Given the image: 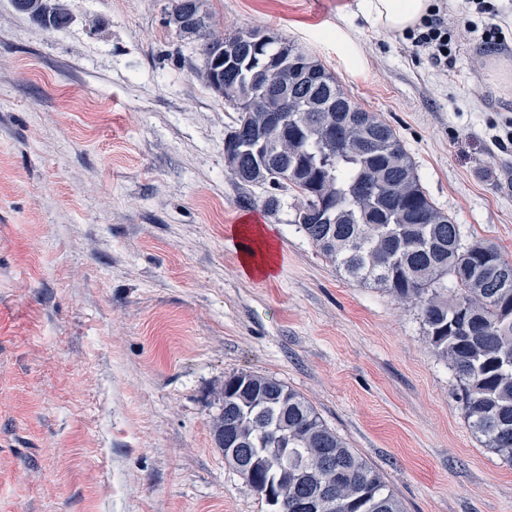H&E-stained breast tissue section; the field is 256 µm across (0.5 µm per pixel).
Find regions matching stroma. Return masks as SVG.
Listing matches in <instances>:
<instances>
[{
	"mask_svg": "<svg viewBox=\"0 0 512 512\" xmlns=\"http://www.w3.org/2000/svg\"><path fill=\"white\" fill-rule=\"evenodd\" d=\"M48 31L0 0V512H268L216 448L226 376L272 377L383 474L404 512H512V464L470 431L417 308L345 278L280 193L229 172L234 112L167 23L171 0H56ZM360 0H204L208 30L262 28L380 115L432 201L512 260V0L505 40L462 33L441 73ZM353 54L340 53L337 33ZM255 204L244 207L243 196ZM273 225L243 278L230 229Z\"/></svg>",
	"mask_w": 512,
	"mask_h": 512,
	"instance_id": "stroma-1",
	"label": "stroma"
}]
</instances>
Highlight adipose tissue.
<instances>
[{"label": "adipose tissue", "instance_id": "ef3b65f1", "mask_svg": "<svg viewBox=\"0 0 512 512\" xmlns=\"http://www.w3.org/2000/svg\"><path fill=\"white\" fill-rule=\"evenodd\" d=\"M431 7V0H362L360 8L373 26L385 32H403L415 27ZM239 253L242 276L266 280L277 267L278 248L273 227L244 219L231 230Z\"/></svg>", "mask_w": 512, "mask_h": 512}]
</instances>
